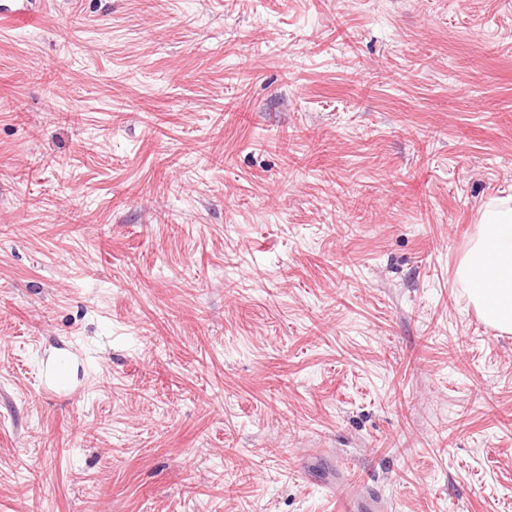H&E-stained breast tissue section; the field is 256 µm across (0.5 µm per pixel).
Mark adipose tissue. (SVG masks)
I'll return each instance as SVG.
<instances>
[{
	"instance_id": "1",
	"label": "adipose tissue",
	"mask_w": 512,
	"mask_h": 512,
	"mask_svg": "<svg viewBox=\"0 0 512 512\" xmlns=\"http://www.w3.org/2000/svg\"><path fill=\"white\" fill-rule=\"evenodd\" d=\"M470 303L491 328L512 333V197L487 202L456 270Z\"/></svg>"
}]
</instances>
